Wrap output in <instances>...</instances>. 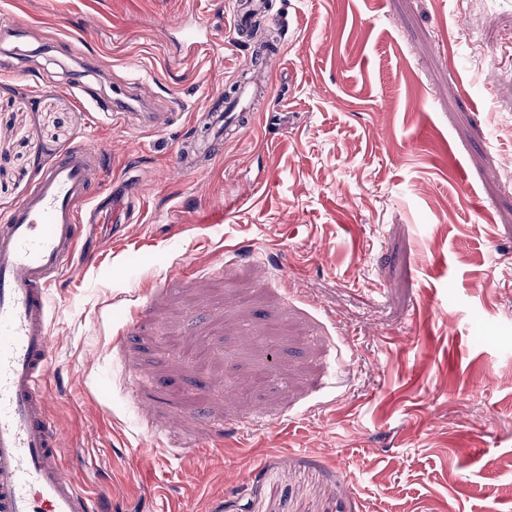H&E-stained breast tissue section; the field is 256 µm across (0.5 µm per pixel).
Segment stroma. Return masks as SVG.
Wrapping results in <instances>:
<instances>
[{
  "label": "stroma",
  "instance_id": "stroma-1",
  "mask_svg": "<svg viewBox=\"0 0 512 512\" xmlns=\"http://www.w3.org/2000/svg\"><path fill=\"white\" fill-rule=\"evenodd\" d=\"M268 3L252 127L177 174L230 0H0V214L74 145L141 185L51 293L67 472L111 512H512V33L469 45L512 0Z\"/></svg>",
  "mask_w": 512,
  "mask_h": 512
}]
</instances>
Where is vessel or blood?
Segmentation results:
<instances>
[{
    "label": "vessel or blood",
    "instance_id": "vessel-or-blood-1",
    "mask_svg": "<svg viewBox=\"0 0 512 512\" xmlns=\"http://www.w3.org/2000/svg\"><path fill=\"white\" fill-rule=\"evenodd\" d=\"M246 131L249 113H225L213 104L204 115L199 150L215 156L226 122ZM99 150L64 149L32 191L0 216V512H102L100 501L64 473L61 450L70 438L46 411L52 374L49 294L62 279L81 276L92 263L80 254L78 226L90 206L120 217L138 196L136 184L96 205L92 172Z\"/></svg>",
    "mask_w": 512,
    "mask_h": 512
}]
</instances>
